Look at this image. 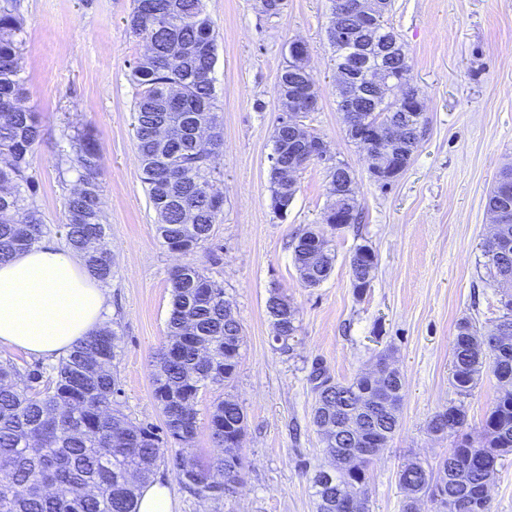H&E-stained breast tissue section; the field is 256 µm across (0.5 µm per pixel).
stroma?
Instances as JSON below:
<instances>
[{
  "instance_id": "1",
  "label": "stroma",
  "mask_w": 512,
  "mask_h": 512,
  "mask_svg": "<svg viewBox=\"0 0 512 512\" xmlns=\"http://www.w3.org/2000/svg\"><path fill=\"white\" fill-rule=\"evenodd\" d=\"M19 4L27 103L42 121L29 169L34 201L47 237L61 239L65 197L77 181L76 172L57 166L69 148L63 133L93 128L114 257L109 326L120 337L118 400L133 422L162 426L152 372L166 341L176 259L157 235L134 146L129 75L145 45L126 26L132 0ZM205 6L216 32L213 78L224 137L217 185L224 210L212 240L190 260L223 286L244 340L233 381L199 396L192 453L203 463L217 455L208 411L215 400L232 397L247 413L239 450L244 479L226 500L196 497L171 481L174 512H315L310 478L328 458L311 424V368L348 381L386 348L405 382L401 423L370 463L367 487L370 512H402L401 464L412 457L435 464L454 446L453 436L428 432L430 418L459 402L479 429L498 392L489 373L464 396L450 378L458 321L471 316L488 329L500 314V290L481 245L491 233L487 194L500 170L512 165V0H394L391 23L424 95L426 124L410 165L386 187L370 179L336 108L329 0H283L274 16L259 0H205ZM294 40L306 43L320 91L304 124L354 170L363 206L361 223L333 235L334 268L315 288L302 285L291 244L297 232L320 223L329 202L327 172L314 164L298 173L284 218L270 208L267 176L279 116L275 87ZM363 244L376 251L378 266L359 298L349 258ZM275 288L298 310L299 342L287 354L272 341L266 310Z\"/></svg>"
}]
</instances>
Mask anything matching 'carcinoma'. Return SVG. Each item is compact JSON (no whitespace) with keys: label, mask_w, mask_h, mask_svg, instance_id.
<instances>
[{"label":"carcinoma","mask_w":512,"mask_h":512,"mask_svg":"<svg viewBox=\"0 0 512 512\" xmlns=\"http://www.w3.org/2000/svg\"><path fill=\"white\" fill-rule=\"evenodd\" d=\"M133 0L131 33L154 47L139 58L130 72L136 90L133 131L140 160L141 180L158 216L157 230L168 251L191 255L209 243L212 227L223 209L211 200L220 174L224 140L215 103L213 70L215 37L204 0ZM394 27L388 15L379 17L370 35L352 32L354 43L377 39L368 50L373 65L383 68L389 88L360 122L371 126L400 123L409 113L412 83L408 56L396 62L381 55L382 41ZM24 42L18 0H0V261L28 249L44 235L35 205L33 153L41 139L39 112L26 105L21 77L20 47ZM182 95V107L168 102L169 91ZM303 82L283 67L275 93L280 100L301 94ZM165 124L174 138L198 142L211 132L210 151L188 153L184 165L173 157V145L153 133ZM70 150L59 159L78 175V190L65 200V237L69 248L88 272L107 284L112 280V250L105 243L101 208L100 150L88 128L66 133ZM273 155L289 161L287 126L276 125ZM271 209L288 206L294 194L288 185L270 178ZM512 210V166L502 169L487 196L490 212ZM323 235L322 249L313 258L307 240ZM512 244V218L496 227L486 241L485 266L509 287L499 299L497 323L482 332L474 320L456 326L452 381L467 393L490 369L499 385L498 396L477 434L468 432V416L461 404H448L428 422V429L458 436L455 448L433 471L410 459L398 471L405 492L404 512H420L427 500L430 512H489V498L480 488L496 480L503 457L512 454V247L501 252L500 242ZM294 265L302 284L315 288L328 279L335 262L326 231L309 227L292 243ZM372 248L358 246L350 258L354 292L363 297L371 288L377 257ZM171 309L167 319L168 343L158 354L152 373L153 395L164 416L165 436L152 425L134 423L120 410L116 370L119 337L102 329L76 345L53 366H19L0 359V512H137L140 489L165 455L164 440L175 445L170 464L182 486L200 498L228 497L242 481L240 455L214 457L208 464L191 452L197 425L199 394L210 386L232 381L240 363L241 327L231 302L219 286L192 262L177 265L170 274ZM267 313L273 341L283 353L293 350L299 331L298 310L278 288L270 292ZM382 377L372 371L352 380H332L315 367L311 380L318 392L312 424L324 438L329 465L316 470L311 488L317 512H353L354 497L368 500L369 463L352 470L349 459L357 448H385L400 424L404 385L399 371L382 354L376 361ZM247 416L235 400L219 399L209 410L211 438L245 433Z\"/></svg>","instance_id":"obj_1"}]
</instances>
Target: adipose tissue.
<instances>
[{"mask_svg": "<svg viewBox=\"0 0 512 512\" xmlns=\"http://www.w3.org/2000/svg\"><path fill=\"white\" fill-rule=\"evenodd\" d=\"M108 311L106 288L55 242L0 263V346L51 361L101 330Z\"/></svg>", "mask_w": 512, "mask_h": 512, "instance_id": "obj_1", "label": "adipose tissue"}]
</instances>
